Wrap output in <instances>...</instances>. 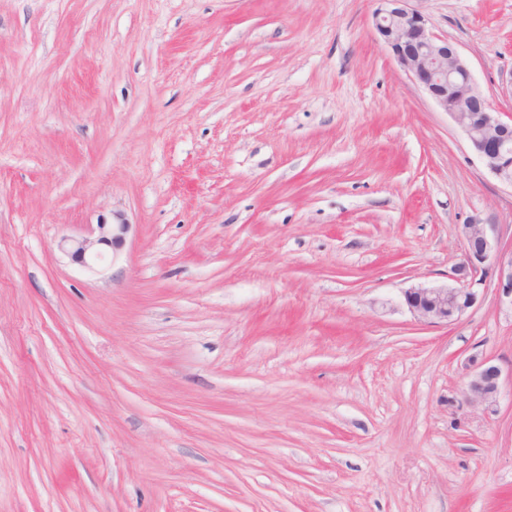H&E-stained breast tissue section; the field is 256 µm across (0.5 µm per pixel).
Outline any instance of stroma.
Returning <instances> with one entry per match:
<instances>
[{"label": "stroma", "mask_w": 512, "mask_h": 512, "mask_svg": "<svg viewBox=\"0 0 512 512\" xmlns=\"http://www.w3.org/2000/svg\"><path fill=\"white\" fill-rule=\"evenodd\" d=\"M512 113V0H410ZM374 0H0V512H512L493 280L512 189L396 63ZM124 212L99 270L65 237ZM493 226L487 220L472 218L461 224L460 238L463 260L454 268L452 286H411L404 290L405 304L420 323L448 325L459 320L472 308L479 295L486 270L495 275L499 307L512 315V244L501 247L493 236ZM464 367L468 378L462 391L464 399L470 404L483 406L486 413L495 415L504 375L503 367L493 359L477 355L469 356Z\"/></svg>", "instance_id": "1"}]
</instances>
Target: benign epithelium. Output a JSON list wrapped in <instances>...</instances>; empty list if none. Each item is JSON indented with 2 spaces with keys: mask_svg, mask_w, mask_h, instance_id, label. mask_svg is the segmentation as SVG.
<instances>
[{
  "mask_svg": "<svg viewBox=\"0 0 512 512\" xmlns=\"http://www.w3.org/2000/svg\"><path fill=\"white\" fill-rule=\"evenodd\" d=\"M373 28L397 64L428 94L434 104L455 121L485 169L512 188V116L503 119L478 90L473 73L458 49L436 37L427 16L408 7V0H376ZM130 231L124 214L114 212L97 222L90 237L62 239L61 249L72 261L93 268L104 249H116ZM463 260L454 268L452 286L415 285L404 290L405 304L420 323L448 325L459 320L477 300V286L486 271L497 280L499 307L512 313V248L501 247L493 224L479 217L461 225ZM464 367L467 381L463 397L497 412L504 370L494 360L469 356Z\"/></svg>",
  "mask_w": 512,
  "mask_h": 512,
  "instance_id": "1",
  "label": "benign epithelium"
}]
</instances>
